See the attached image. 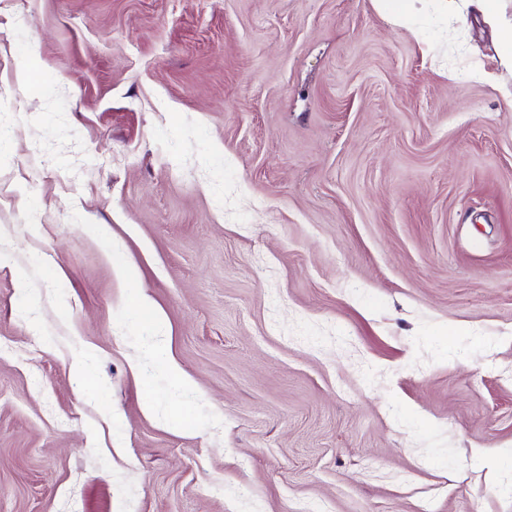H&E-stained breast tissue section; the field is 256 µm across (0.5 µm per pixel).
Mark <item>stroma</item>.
Returning a JSON list of instances; mask_svg holds the SVG:
<instances>
[{
    "label": "stroma",
    "mask_w": 512,
    "mask_h": 512,
    "mask_svg": "<svg viewBox=\"0 0 512 512\" xmlns=\"http://www.w3.org/2000/svg\"><path fill=\"white\" fill-rule=\"evenodd\" d=\"M465 8L0 0V512H512V72Z\"/></svg>",
    "instance_id": "stroma-1"
}]
</instances>
